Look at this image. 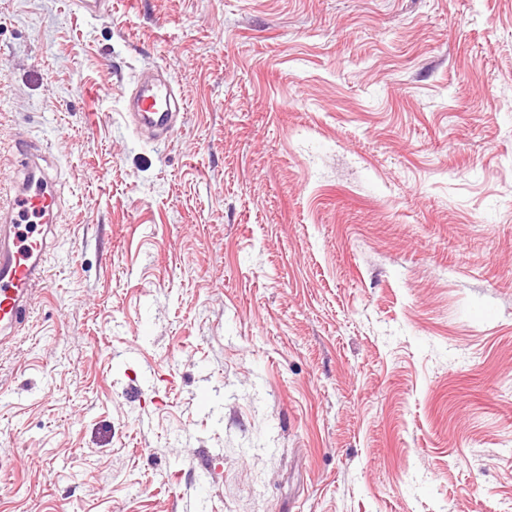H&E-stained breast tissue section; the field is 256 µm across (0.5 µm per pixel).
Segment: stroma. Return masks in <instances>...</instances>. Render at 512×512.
Wrapping results in <instances>:
<instances>
[{
    "label": "stroma",
    "mask_w": 512,
    "mask_h": 512,
    "mask_svg": "<svg viewBox=\"0 0 512 512\" xmlns=\"http://www.w3.org/2000/svg\"><path fill=\"white\" fill-rule=\"evenodd\" d=\"M22 143L0 512H512V0H0ZM132 118L137 124L144 126H167L172 116V104L179 105L167 89L155 85L152 81L138 84L132 93ZM21 152L23 182L0 225V342L22 327L33 305V287L47 280L43 255L52 226L44 223L58 204L56 194L47 191L54 182L49 171L36 163L28 146ZM36 218L43 223L39 230Z\"/></svg>",
    "instance_id": "obj_1"
}]
</instances>
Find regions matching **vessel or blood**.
Listing matches in <instances>:
<instances>
[{"label": "vessel or blood", "mask_w": 512, "mask_h": 512, "mask_svg": "<svg viewBox=\"0 0 512 512\" xmlns=\"http://www.w3.org/2000/svg\"><path fill=\"white\" fill-rule=\"evenodd\" d=\"M133 119L144 126L167 125L175 99L152 82L138 84L131 96ZM23 182L10 213L0 219V335L18 331L33 305L32 290L46 282L43 255L51 232L49 222L58 200L53 178L41 168L29 147H22Z\"/></svg>", "instance_id": "b4317fda"}]
</instances>
